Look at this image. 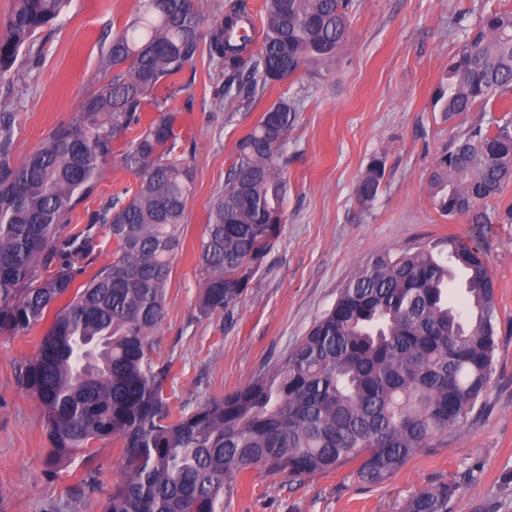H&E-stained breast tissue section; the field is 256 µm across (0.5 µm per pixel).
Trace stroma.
<instances>
[{
    "instance_id": "stroma-1",
    "label": "stroma",
    "mask_w": 512,
    "mask_h": 512,
    "mask_svg": "<svg viewBox=\"0 0 512 512\" xmlns=\"http://www.w3.org/2000/svg\"><path fill=\"white\" fill-rule=\"evenodd\" d=\"M135 8L136 0H71L39 56H19L15 72L0 79V103L13 115L15 157L72 121L103 77L106 34L124 26ZM510 10L512 0H354L350 40L334 60L270 84L230 110L206 53L180 74L172 106L178 147L195 148L186 159L193 190L167 284L166 318L154 337L155 359L172 365V407L193 409L272 367L376 252L448 237L476 240L497 288L498 348L480 414L381 484L358 482L350 465L297 480L257 469L243 476L224 512H401L416 491L448 481L457 486L451 512H512V181L485 202L486 224L440 215L428 195L436 158L471 125L504 116L497 106L450 119L432 107L464 39L457 20L473 24ZM297 92L303 100L286 149L280 237L240 304L200 317L199 243L224 192L235 145L270 106ZM375 157L383 160L384 176L376 198L365 203L357 188ZM47 328L43 322L0 333V512H69L77 494L81 512H104L121 481L120 440L94 442L93 465L79 457L49 465L44 413L18 380Z\"/></svg>"
}]
</instances>
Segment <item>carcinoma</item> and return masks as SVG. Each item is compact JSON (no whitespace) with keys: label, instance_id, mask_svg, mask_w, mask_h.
<instances>
[{"label":"carcinoma","instance_id":"cac0c4a2","mask_svg":"<svg viewBox=\"0 0 512 512\" xmlns=\"http://www.w3.org/2000/svg\"><path fill=\"white\" fill-rule=\"evenodd\" d=\"M70 0H13L0 31V78ZM112 31L109 73L74 120L39 147L13 156L14 127L0 113V331L21 333L54 318L20 384L39 401L49 461L93 458V442L119 439L123 481L105 512H224L240 479L264 469L292 479L354 464L384 482L479 408L493 375L497 300L484 252L453 239L372 256L288 355L248 385L191 411L165 394L172 364L153 359L165 319L170 268L191 194L169 101L174 79L201 46L194 0H138ZM351 0H264L261 43L233 37L250 22L246 0H224L206 50L224 75V104L334 59L350 38ZM434 105L448 118L512 95V11L462 26ZM300 99H281L236 146L222 194L199 244L205 277L198 312H231L273 248L288 195L285 148ZM153 116L142 124L144 112ZM119 157L136 189L71 224ZM383 161H371L358 196H377ZM512 179V119L473 127L439 156L429 197L444 216L488 223L481 205ZM116 243L112 261L89 271L96 225ZM465 274L448 301V264ZM85 277L80 286L75 280ZM63 305H58L61 299ZM453 483L414 493L403 512H450Z\"/></svg>","mask_w":512,"mask_h":512}]
</instances>
